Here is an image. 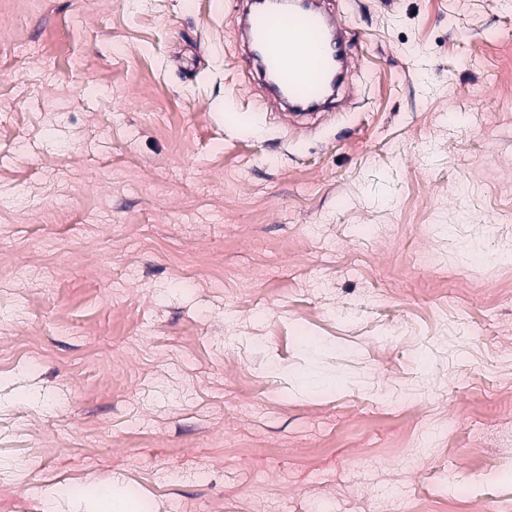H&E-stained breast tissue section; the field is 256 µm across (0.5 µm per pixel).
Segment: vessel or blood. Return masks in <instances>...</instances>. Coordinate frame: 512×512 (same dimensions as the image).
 I'll return each mask as SVG.
<instances>
[{
	"instance_id": "vessel-or-blood-1",
	"label": "vessel or blood",
	"mask_w": 512,
	"mask_h": 512,
	"mask_svg": "<svg viewBox=\"0 0 512 512\" xmlns=\"http://www.w3.org/2000/svg\"><path fill=\"white\" fill-rule=\"evenodd\" d=\"M337 22L312 12L256 9L249 28L250 45L262 49L259 64L273 75L277 96L298 107L316 108L337 75L336 59L347 43Z\"/></svg>"
}]
</instances>
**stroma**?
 <instances>
[{
  "mask_svg": "<svg viewBox=\"0 0 512 512\" xmlns=\"http://www.w3.org/2000/svg\"><path fill=\"white\" fill-rule=\"evenodd\" d=\"M245 0L0 9V512H411L512 459L506 0H330L353 45L325 117L283 115ZM478 250L464 258L455 241ZM422 370L453 448L402 449L372 388ZM82 484L97 498L58 495Z\"/></svg>",
  "mask_w": 512,
  "mask_h": 512,
  "instance_id": "35a3bbf8",
  "label": "stroma"
}]
</instances>
